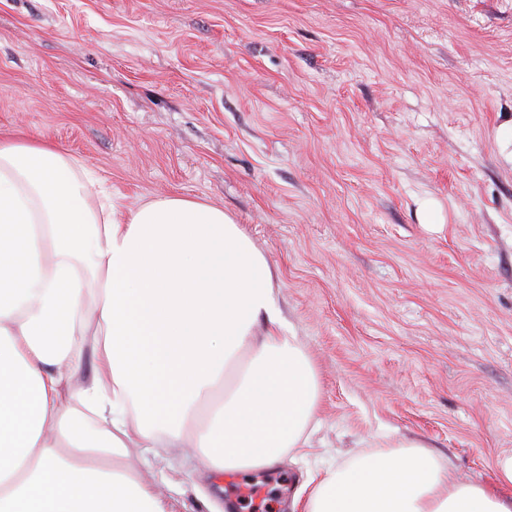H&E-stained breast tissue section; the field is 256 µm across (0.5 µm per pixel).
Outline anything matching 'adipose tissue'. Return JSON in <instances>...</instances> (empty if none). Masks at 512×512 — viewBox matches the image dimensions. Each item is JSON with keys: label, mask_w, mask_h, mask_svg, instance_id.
Here are the masks:
<instances>
[{"label": "adipose tissue", "mask_w": 512, "mask_h": 512, "mask_svg": "<svg viewBox=\"0 0 512 512\" xmlns=\"http://www.w3.org/2000/svg\"><path fill=\"white\" fill-rule=\"evenodd\" d=\"M274 288L222 208H117L55 145L0 132V512H173L132 444L232 472L309 447L316 368ZM304 486V512H512V455L488 486L397 443Z\"/></svg>", "instance_id": "ef3b65f1"}]
</instances>
